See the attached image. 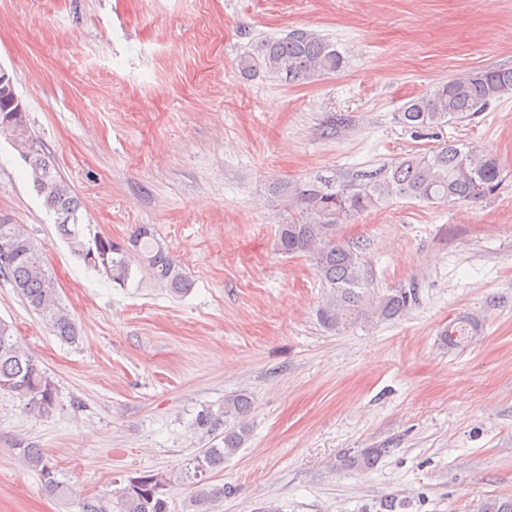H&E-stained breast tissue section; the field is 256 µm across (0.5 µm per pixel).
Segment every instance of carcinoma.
<instances>
[{"mask_svg": "<svg viewBox=\"0 0 512 512\" xmlns=\"http://www.w3.org/2000/svg\"><path fill=\"white\" fill-rule=\"evenodd\" d=\"M345 66L343 55L327 37L315 31L294 29L281 38H262L252 51L239 59L244 74L265 72L290 83L311 84ZM512 95V68L475 70L411 98L398 117L414 128H433L449 121L469 119L484 111L492 101ZM12 99L10 85L0 86V138L11 143L28 166L33 188L44 207L57 216L78 215L81 202L60 178L50 156L28 129L26 112ZM502 182L498 159L472 146L445 144L407 158L368 181L351 188L331 177L316 176L305 181H283L272 194L288 212V223L278 225L276 250L285 255L305 256L325 288V298L316 310L322 327L338 332L357 322L392 320L405 315L416 304L415 292L404 287L384 294L370 291L362 255L336 239L338 226L389 197L428 203H478L492 196ZM59 234L72 251L95 268H103L110 279L124 285L132 265L146 270L171 294L183 295L191 287L186 274L146 224L135 227L127 243L106 236L88 240L75 224H57ZM13 245L8 262L0 259V274L6 276L29 308L54 336L66 342L79 338L75 319L59 305L52 277L42 253L25 229L0 219V244ZM480 331L478 322L459 317L442 332L445 342L459 347ZM0 390L26 400L29 409L42 414L55 407V391L36 361L19 349L11 326L0 320ZM252 408L249 397L232 395L224 400V413L208 410L196 418L202 429L224 428L221 443L205 448L184 467L182 480L193 489L185 503L186 512H211L224 499V485L211 483V475L224 469V458L242 448L247 436L245 418ZM388 448H365L344 459L347 469L373 465ZM24 464L38 473L43 489L66 499L68 485L59 481L51 459L41 448H23ZM170 479L162 473L142 472L130 476L125 485L109 494L80 502V512H171ZM480 512H512V499L487 498Z\"/></svg>", "mask_w": 512, "mask_h": 512, "instance_id": "carcinoma-1", "label": "carcinoma"}]
</instances>
